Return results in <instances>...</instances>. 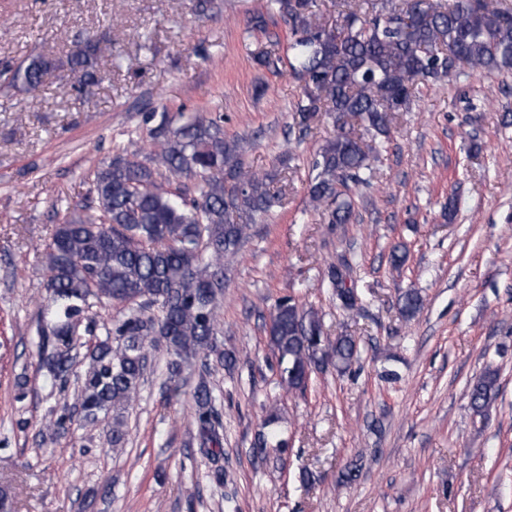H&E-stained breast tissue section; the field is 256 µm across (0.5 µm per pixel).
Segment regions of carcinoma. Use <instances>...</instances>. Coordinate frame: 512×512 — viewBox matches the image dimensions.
<instances>
[{"mask_svg": "<svg viewBox=\"0 0 512 512\" xmlns=\"http://www.w3.org/2000/svg\"><path fill=\"white\" fill-rule=\"evenodd\" d=\"M288 26L287 63L302 83L296 112L302 129L320 112L335 113L336 135L312 162L309 205L329 210L333 224L351 219V204L338 186L373 178L369 152L350 124L375 136L390 135L389 114L406 112L418 85L467 78L473 72H512V3L509 0H382L369 14L352 4L333 29L313 11V0H267ZM112 45L94 37L76 42L70 63L89 82L99 80L95 60ZM51 61L34 57L12 71L11 85L30 92L43 86ZM154 150L144 159L118 152L94 176L85 213L56 226L45 249L47 322L38 357L65 392L77 363V346L93 332L87 313L96 304L140 300L122 320L104 326L88 350L76 401L83 425L111 422L110 441L126 442L125 414L137 398L151 350L171 355L170 379L183 365L215 350L216 309L224 290V256L246 241L256 217L279 203V190L242 165L236 143L224 139L220 121L196 113L174 125L162 117ZM192 183L180 193L159 181ZM415 317L416 290L399 299ZM281 382L302 390L315 370L330 362L348 366L357 354L351 336L324 335L318 314L281 298L267 330ZM498 374L485 372L469 390L483 410L497 390ZM200 444L220 445V416L206 381L193 391Z\"/></svg>", "mask_w": 512, "mask_h": 512, "instance_id": "1", "label": "carcinoma"}]
</instances>
